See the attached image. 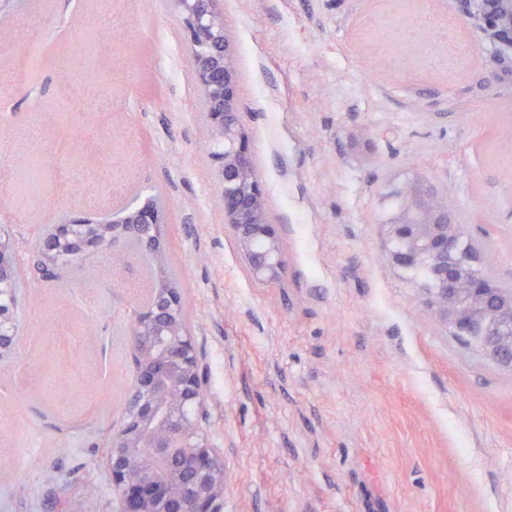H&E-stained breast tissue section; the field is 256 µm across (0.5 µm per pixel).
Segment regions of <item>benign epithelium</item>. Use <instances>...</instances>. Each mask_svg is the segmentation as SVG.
<instances>
[{
    "instance_id": "obj_1",
    "label": "benign epithelium",
    "mask_w": 512,
    "mask_h": 512,
    "mask_svg": "<svg viewBox=\"0 0 512 512\" xmlns=\"http://www.w3.org/2000/svg\"><path fill=\"white\" fill-rule=\"evenodd\" d=\"M193 21L186 31L194 54L193 80L207 105L209 137L224 139L212 157L224 201V227L231 232L251 280L259 286L282 282L287 260L277 225L268 218L267 198L253 161L249 135L240 119L239 72L224 23L223 0H173ZM457 12L476 31L496 69L512 76V0H454ZM425 196L410 182L394 189L402 203L382 225L387 259L399 269L421 262L429 278L421 285L425 303L456 340L481 336L480 353L512 367V293L474 273L482 255L459 253L461 225L448 213V199L431 187ZM166 209L129 202L112 210L108 224L92 213L67 216L54 226L62 243L78 240L81 255L112 249L117 268L126 264L136 240L153 253L157 277L146 305L135 304L127 328L133 366L112 432L106 465L119 512H224V457L197 425L204 380L179 289L165 286L163 247ZM16 279L12 244L0 239V355L16 350L18 336L8 303Z\"/></svg>"
}]
</instances>
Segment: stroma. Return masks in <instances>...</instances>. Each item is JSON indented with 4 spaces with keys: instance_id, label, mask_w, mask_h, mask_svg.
Returning a JSON list of instances; mask_svg holds the SVG:
<instances>
[{
    "instance_id": "obj_1",
    "label": "stroma",
    "mask_w": 512,
    "mask_h": 512,
    "mask_svg": "<svg viewBox=\"0 0 512 512\" xmlns=\"http://www.w3.org/2000/svg\"><path fill=\"white\" fill-rule=\"evenodd\" d=\"M242 120L288 257L248 277L224 229L193 58L172 0H15L0 12V228L22 288L0 356V512H116L107 442L126 328L156 275L103 252L42 278L70 210L163 198L224 456V512H512V369L437 324L391 265L381 197L424 177L512 286V78L452 0H223ZM429 14L425 45L395 40ZM98 86L101 112H72ZM74 178L59 184L58 165Z\"/></svg>"
}]
</instances>
